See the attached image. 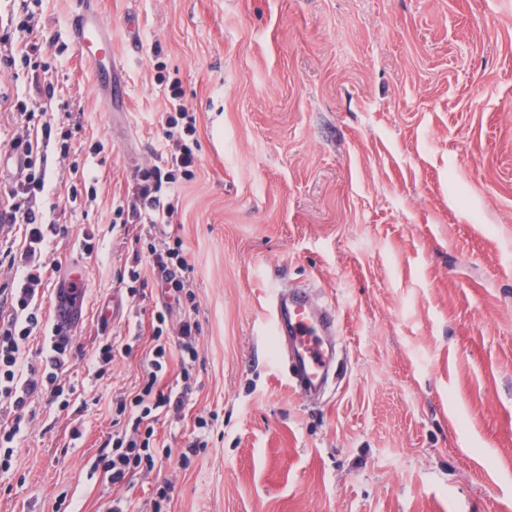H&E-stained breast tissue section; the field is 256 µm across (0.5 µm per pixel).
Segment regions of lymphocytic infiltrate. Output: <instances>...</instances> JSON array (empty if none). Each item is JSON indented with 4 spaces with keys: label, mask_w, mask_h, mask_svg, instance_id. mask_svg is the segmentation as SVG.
Instances as JSON below:
<instances>
[{
    "label": "lymphocytic infiltrate",
    "mask_w": 512,
    "mask_h": 512,
    "mask_svg": "<svg viewBox=\"0 0 512 512\" xmlns=\"http://www.w3.org/2000/svg\"><path fill=\"white\" fill-rule=\"evenodd\" d=\"M42 135L38 142L26 134L10 141L11 151L25 156L26 173L0 189V223L26 227L24 252L0 243V267H16L21 271L10 287L0 288V405H8L12 413L10 419L0 421V470L10 469L12 465L15 446L26 426L25 409L29 401L40 398L65 410L74 393L73 387L67 386L58 375L72 351L69 339L45 337L46 372L24 371L22 362L26 342L41 330L37 306L43 282L41 257L50 233L56 230L55 225L41 221L36 208L46 185L41 151L50 143V123H43ZM196 163L192 148L185 144L172 156L169 168L152 165L140 170L134 193L137 204L132 209L137 223L162 224L172 217L175 205L168 187L176 183L178 176H193ZM146 250V257H134L127 271L130 281H141V265L147 260L158 269L163 285L170 292L183 293L188 264L181 243L163 251L150 244ZM153 319L154 345L143 365L140 389L131 396L120 395L112 401L114 430L103 443L100 462L115 485L123 484L135 473L152 471L159 457L170 456V449L157 448L154 424L160 414L184 407V392L166 391L159 386L167 353L162 341L166 311L155 312Z\"/></svg>",
    "instance_id": "lymphocytic-infiltrate-1"
}]
</instances>
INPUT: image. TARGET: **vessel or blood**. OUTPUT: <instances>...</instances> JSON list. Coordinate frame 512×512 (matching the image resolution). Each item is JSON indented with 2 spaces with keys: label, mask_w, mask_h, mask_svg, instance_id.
<instances>
[{
  "label": "vessel or blood",
  "mask_w": 512,
  "mask_h": 512,
  "mask_svg": "<svg viewBox=\"0 0 512 512\" xmlns=\"http://www.w3.org/2000/svg\"><path fill=\"white\" fill-rule=\"evenodd\" d=\"M81 56L93 69L97 85L104 89L105 108H112L111 90L116 61L112 33L97 9V0H85L83 9L70 21ZM81 285L79 271H71L54 295L51 334L72 336L84 318L76 298ZM270 333L288 347V386L297 395L320 392L329 382L336 358V338L341 327L334 307L317 301L314 289H278L270 298Z\"/></svg>",
  "instance_id": "obj_1"
}]
</instances>
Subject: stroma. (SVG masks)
<instances>
[{"label": "stroma", "instance_id": "35a3bbf8", "mask_svg": "<svg viewBox=\"0 0 512 512\" xmlns=\"http://www.w3.org/2000/svg\"><path fill=\"white\" fill-rule=\"evenodd\" d=\"M80 0H39L44 50L21 63V0H0V151L36 95L53 136L37 202L60 227L38 299L51 322L71 266L84 319L60 376L68 411L37 400L0 512H142L169 485L168 512H512V0H97L112 26L123 99L104 111L69 36ZM196 119L192 179L152 231L181 240L199 304V359L181 414L158 442L186 447L197 416L218 420L204 453L162 459L111 484L99 450L110 402L138 388L152 314L184 307L144 268L139 170L176 152L171 92ZM96 248L86 251L85 230ZM313 284L342 326L340 379L298 399L273 359V288ZM114 341L104 375L91 360ZM81 426L83 436L73 439Z\"/></svg>", "mask_w": 512, "mask_h": 512}]
</instances>
